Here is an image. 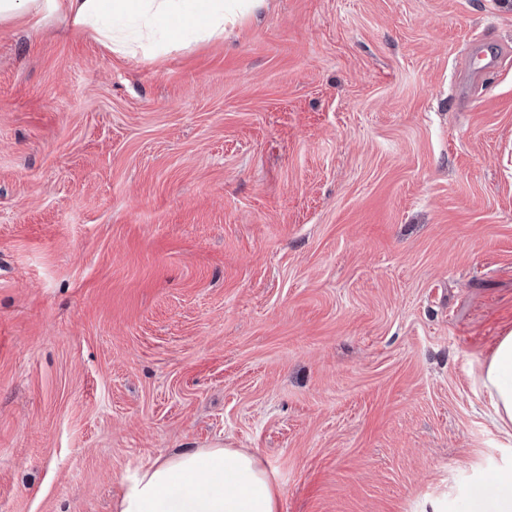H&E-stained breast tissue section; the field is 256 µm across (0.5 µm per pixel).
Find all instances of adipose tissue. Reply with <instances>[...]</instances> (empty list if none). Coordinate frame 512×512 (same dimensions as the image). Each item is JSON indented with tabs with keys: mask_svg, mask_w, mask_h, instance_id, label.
Segmentation results:
<instances>
[{
	"mask_svg": "<svg viewBox=\"0 0 512 512\" xmlns=\"http://www.w3.org/2000/svg\"><path fill=\"white\" fill-rule=\"evenodd\" d=\"M264 0H0V24L25 14H59L105 49L129 53L139 33L170 43L223 33L224 23ZM500 432L512 437V333L485 370ZM281 491L267 468L242 448H207L159 457L128 481L118 512H279Z\"/></svg>",
	"mask_w": 512,
	"mask_h": 512,
	"instance_id": "1",
	"label": "adipose tissue"
}]
</instances>
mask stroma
Returning <instances> with one entry per match:
<instances>
[{"label":"stroma","mask_w":512,"mask_h":512,"mask_svg":"<svg viewBox=\"0 0 512 512\" xmlns=\"http://www.w3.org/2000/svg\"><path fill=\"white\" fill-rule=\"evenodd\" d=\"M512 0H266L110 52L0 25V512L245 448L279 512H493Z\"/></svg>","instance_id":"35a3bbf8"}]
</instances>
